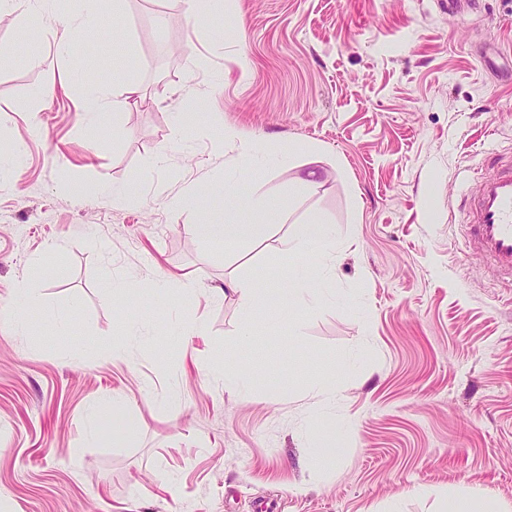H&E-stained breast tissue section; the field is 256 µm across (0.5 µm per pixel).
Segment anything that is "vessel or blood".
<instances>
[{"label":"vessel or blood","instance_id":"1","mask_svg":"<svg viewBox=\"0 0 512 512\" xmlns=\"http://www.w3.org/2000/svg\"><path fill=\"white\" fill-rule=\"evenodd\" d=\"M464 227L467 253L512 276V155L496 157L464 212Z\"/></svg>","mask_w":512,"mask_h":512}]
</instances>
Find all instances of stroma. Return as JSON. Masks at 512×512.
I'll use <instances>...</instances> for the list:
<instances>
[{
	"mask_svg": "<svg viewBox=\"0 0 512 512\" xmlns=\"http://www.w3.org/2000/svg\"><path fill=\"white\" fill-rule=\"evenodd\" d=\"M82 7L50 0L38 33L0 16V307L26 316L0 323V512H512V280L461 231L489 152L512 154V0H224L201 25L99 0L75 66L58 18ZM128 81L135 104L85 114ZM226 127L270 163L225 170ZM192 183L217 190L166 205ZM226 184L287 205L228 255L189 231L232 218ZM315 211L333 295L300 309L289 272L315 257L279 240ZM164 274L251 276L276 310L160 295ZM227 360L245 395L211 375Z\"/></svg>",
	"mask_w": 512,
	"mask_h": 512,
	"instance_id": "35a3bbf8",
	"label": "stroma"
}]
</instances>
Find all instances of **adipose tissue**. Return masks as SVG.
I'll return each instance as SVG.
<instances>
[{
  "mask_svg": "<svg viewBox=\"0 0 512 512\" xmlns=\"http://www.w3.org/2000/svg\"><path fill=\"white\" fill-rule=\"evenodd\" d=\"M273 200L264 194L250 197L237 218L225 224H195L191 231L197 238L225 247H233L248 241L265 239L270 231L265 219L273 208ZM335 229L315 215L306 222L294 225L291 232L280 239L281 250L286 254L313 248L318 252L319 269L323 278L334 274Z\"/></svg>",
  "mask_w": 512,
  "mask_h": 512,
  "instance_id": "obj_1",
  "label": "adipose tissue"
}]
</instances>
